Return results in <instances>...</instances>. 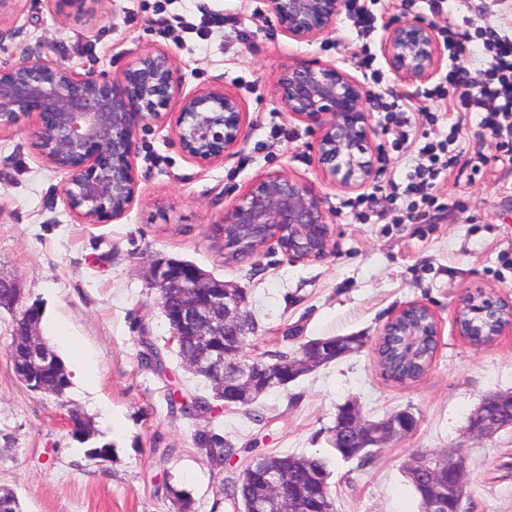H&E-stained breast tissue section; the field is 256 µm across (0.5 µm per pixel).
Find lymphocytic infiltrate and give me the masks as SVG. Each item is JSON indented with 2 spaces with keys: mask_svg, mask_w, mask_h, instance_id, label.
Masks as SVG:
<instances>
[{
  "mask_svg": "<svg viewBox=\"0 0 512 512\" xmlns=\"http://www.w3.org/2000/svg\"><path fill=\"white\" fill-rule=\"evenodd\" d=\"M442 33L452 54V68L446 83L436 84L424 90L423 98L441 103L451 121L449 131L439 141H420L412 131L411 114L417 105L412 99L382 103L385 122L397 130L395 150L414 156L415 165L406 183H393V191L408 196L410 202L397 223L421 219L422 208L437 204V180L441 173L453 170H478L486 161L481 148L464 152L456 143L471 114H479V140L494 144L501 157L512 162V33L501 32L493 26L475 29L481 40V53L487 65L480 74L476 86L467 82L468 69L464 59L470 53L468 39L459 37L452 26H445ZM456 86V93H449V86Z\"/></svg>",
  "mask_w": 512,
  "mask_h": 512,
  "instance_id": "lymphocytic-infiltrate-1",
  "label": "lymphocytic infiltrate"
}]
</instances>
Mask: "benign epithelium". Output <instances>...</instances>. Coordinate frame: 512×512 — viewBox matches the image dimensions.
Segmentation results:
<instances>
[{
	"label": "benign epithelium",
	"mask_w": 512,
	"mask_h": 512,
	"mask_svg": "<svg viewBox=\"0 0 512 512\" xmlns=\"http://www.w3.org/2000/svg\"><path fill=\"white\" fill-rule=\"evenodd\" d=\"M267 11L283 35L298 43H313L336 25L346 0H266ZM383 55L400 78L424 82L440 69L442 45L429 24L404 21L389 27ZM282 109L317 130L312 145L320 178L331 186L354 190L374 177L371 152L375 129L366 108L362 84L343 69L318 61H295L275 78ZM32 119L30 135L49 166L65 172L62 199L71 216L82 224H109L121 220L139 196L137 133L145 126L169 127L183 155L208 168L224 161L244 138L245 112L237 94L222 85L186 90V78L166 47L141 48L116 75L79 73L61 64H49L26 53L16 61L0 63V131ZM220 224L234 238L237 250L254 255L275 242L293 263L321 261L335 249L336 227L324 198L305 182L284 171L257 178L233 199ZM146 278L157 292H181L175 305L170 342L196 336L202 344L218 331L233 339L224 356L203 353L186 363L194 373L224 371V407L242 406L271 389L284 386L336 358V343L311 341L288 364L249 358L245 338L251 333L246 298L188 261L154 260ZM472 297L484 301L481 315L493 319L492 335L512 330V304L503 303L478 288L467 291L457 305L456 318ZM338 427L340 446L362 451L383 448L413 431L411 414L383 422L366 420L358 406ZM511 417L485 416L480 405L467 431L491 437L512 426ZM460 454L446 455L448 486L429 485L428 512H450L449 504L466 495L464 473L456 462ZM253 494L237 500V512H288L297 491L288 472L251 463Z\"/></svg>",
	"instance_id": "7a95c632"
}]
</instances>
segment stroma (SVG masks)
Here are the masks:
<instances>
[{
    "label": "stroma",
    "instance_id": "1",
    "mask_svg": "<svg viewBox=\"0 0 512 512\" xmlns=\"http://www.w3.org/2000/svg\"><path fill=\"white\" fill-rule=\"evenodd\" d=\"M90 19H62L54 0H19L0 27V60L34 53L78 72L118 74L133 55L154 44L169 48L187 87L226 86L246 113L245 136L223 163L204 169L188 161L168 130L138 134L140 197L121 220L81 224L66 210L62 171L49 167L21 118L0 133V276L16 281L25 303H39L41 334L66 364H86L89 380L72 383L63 400L31 392L8 356L12 315L0 308V489L14 491L23 512H178L165 488L187 491L195 512H235L220 493L240 460L213 463L214 438L253 452L323 456L339 406L354 402L378 420L411 411L415 430L367 460L333 459L329 480L336 512H420L405 475L416 449L453 450L466 460L468 512H512V428L488 438L466 431L471 412L496 392L512 391V333L476 346L460 336L456 306L469 289L512 301V163L479 143L477 124L465 125L460 148L482 146L480 171L442 177L443 208L399 224L405 200H390V180L412 170L395 152L393 131L373 112L377 172L366 193L376 196L367 220L347 206L355 193L324 184L310 145L317 133L278 105L274 78L291 61L333 63L360 75L357 61L374 56L381 89L409 97L421 82L398 78L382 52L391 22L436 27L454 20L512 28V0H429L403 9L392 0L369 38L346 17L317 42L289 40L269 22L265 0H96ZM211 22L207 39L186 34L176 17ZM282 170L305 180L325 200L336 226V248L317 262L291 264L276 244L238 262L224 259L218 222L234 196L260 174ZM191 262L242 288L257 327L245 345L251 357L273 360L327 336L360 335L365 346L268 393L256 417L224 410L182 415L178 397L207 395L169 342L158 294L146 279L152 258ZM429 307L438 322L436 347L420 377L404 384L383 374L376 347L402 307ZM157 347L163 371L144 364ZM96 434L82 443L71 413ZM111 444L112 456L88 460L89 446Z\"/></svg>",
    "mask_w": 512,
    "mask_h": 512
}]
</instances>
